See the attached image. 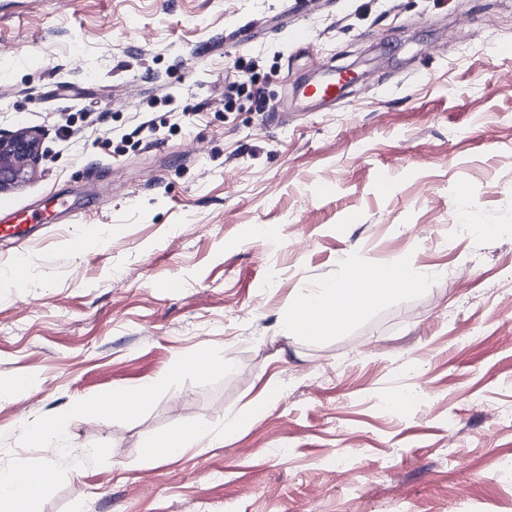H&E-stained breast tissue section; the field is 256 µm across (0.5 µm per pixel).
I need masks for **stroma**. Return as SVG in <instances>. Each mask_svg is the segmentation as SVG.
Instances as JSON below:
<instances>
[{
    "mask_svg": "<svg viewBox=\"0 0 512 512\" xmlns=\"http://www.w3.org/2000/svg\"><path fill=\"white\" fill-rule=\"evenodd\" d=\"M331 69L342 98L297 95ZM19 127L43 155L0 207L69 204L0 248V382H33L0 468L52 469L39 512H512V0H0ZM397 262L420 288L289 329L305 289ZM203 351L229 369H178ZM49 419L71 453L24 440ZM195 427L219 436L142 460ZM139 389H144L145 393H148L149 395H152L153 393V386L150 384L141 385L140 387L136 388L134 391H130L126 388H117L113 389L110 393V403L104 404L101 406V409H113V411H128L131 410L137 406H139L141 403L145 402L147 398L141 399V397L145 396V393L141 394L138 393L137 396L140 398L135 403H130L131 396L134 392H137ZM200 429H187L163 434H147L140 442V448H163L161 454L141 452L142 457L149 460L168 459L180 454L184 448L191 446L204 436Z\"/></svg>",
    "mask_w": 512,
    "mask_h": 512,
    "instance_id": "35a3bbf8",
    "label": "stroma"
}]
</instances>
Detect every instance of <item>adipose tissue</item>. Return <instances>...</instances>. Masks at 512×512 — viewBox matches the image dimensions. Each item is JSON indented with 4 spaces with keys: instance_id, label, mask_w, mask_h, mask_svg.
<instances>
[{
    "instance_id": "1",
    "label": "adipose tissue",
    "mask_w": 512,
    "mask_h": 512,
    "mask_svg": "<svg viewBox=\"0 0 512 512\" xmlns=\"http://www.w3.org/2000/svg\"><path fill=\"white\" fill-rule=\"evenodd\" d=\"M338 298L351 304L358 315L385 300L381 293L371 298L361 291L351 292L345 281L331 283L303 294L288 315L289 325L312 339L327 335L335 325L330 304ZM51 480L52 472L46 467L23 463L0 470V512H37L38 501Z\"/></svg>"
}]
</instances>
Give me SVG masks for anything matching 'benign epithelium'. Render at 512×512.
<instances>
[{
	"label": "benign epithelium",
	"mask_w": 512,
	"mask_h": 512,
	"mask_svg": "<svg viewBox=\"0 0 512 512\" xmlns=\"http://www.w3.org/2000/svg\"><path fill=\"white\" fill-rule=\"evenodd\" d=\"M40 135L27 127L0 132V190L28 180L42 155Z\"/></svg>",
	"instance_id": "benign-epithelium-1"
}]
</instances>
